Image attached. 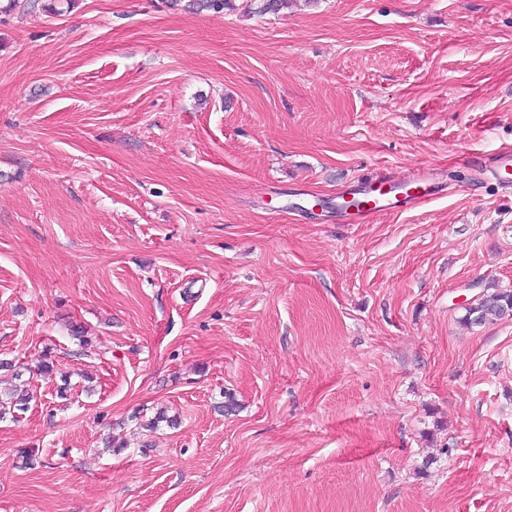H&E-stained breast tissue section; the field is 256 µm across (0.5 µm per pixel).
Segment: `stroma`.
<instances>
[{
  "mask_svg": "<svg viewBox=\"0 0 512 512\" xmlns=\"http://www.w3.org/2000/svg\"><path fill=\"white\" fill-rule=\"evenodd\" d=\"M246 5L0 16V512H512V0ZM410 180L405 181L407 185H414L412 191L408 190L404 193H396L391 197L383 200L375 201L374 205H370L369 200H361L355 205L356 210L353 213H345L342 217L344 224H366L368 220L380 213H394L407 210L413 204L423 200L427 195H431L430 189L424 179V174H418ZM509 317H512V291L494 289L466 307L462 321L466 326L477 327ZM30 396L28 393L18 394L14 391L0 393V418L4 419L6 415H12L17 411H25L28 409Z\"/></svg>",
  "mask_w": 512,
  "mask_h": 512,
  "instance_id": "obj_1",
  "label": "stroma"
}]
</instances>
